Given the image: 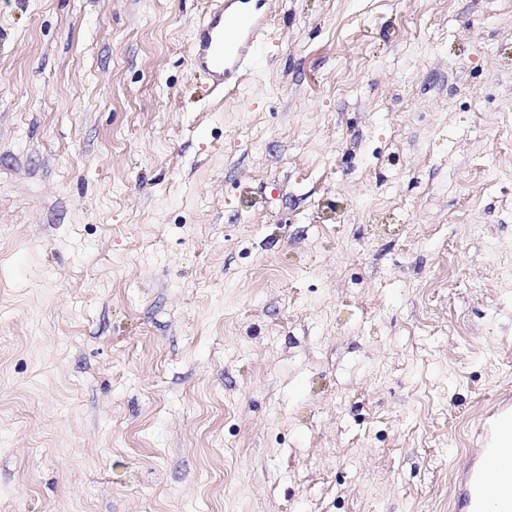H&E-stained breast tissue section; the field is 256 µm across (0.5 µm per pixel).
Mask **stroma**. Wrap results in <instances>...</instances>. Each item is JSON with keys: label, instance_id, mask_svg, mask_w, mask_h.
<instances>
[{"label": "stroma", "instance_id": "stroma-1", "mask_svg": "<svg viewBox=\"0 0 512 512\" xmlns=\"http://www.w3.org/2000/svg\"><path fill=\"white\" fill-rule=\"evenodd\" d=\"M0 0V512H453L512 393V0ZM269 0H215L194 32L192 66L213 90L236 88L252 67L270 23Z\"/></svg>", "mask_w": 512, "mask_h": 512}]
</instances>
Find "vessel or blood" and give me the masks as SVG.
<instances>
[{
	"instance_id": "1",
	"label": "vessel or blood",
	"mask_w": 512,
	"mask_h": 512,
	"mask_svg": "<svg viewBox=\"0 0 512 512\" xmlns=\"http://www.w3.org/2000/svg\"><path fill=\"white\" fill-rule=\"evenodd\" d=\"M267 0H216L194 32L192 66L205 73L213 89L237 87L252 67L270 23ZM493 423H478L473 443L459 463L453 495L455 512H512V398H496ZM495 481H488V474Z\"/></svg>"
}]
</instances>
